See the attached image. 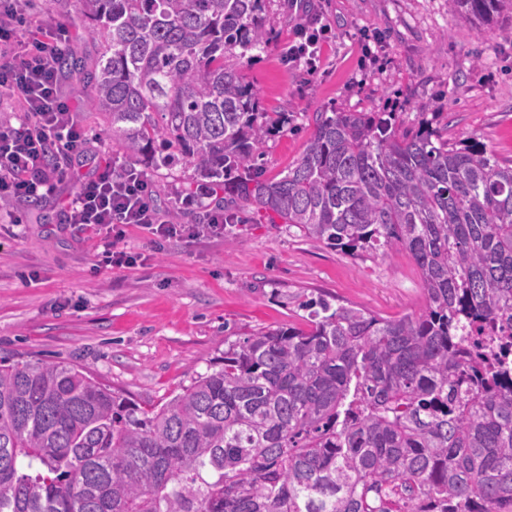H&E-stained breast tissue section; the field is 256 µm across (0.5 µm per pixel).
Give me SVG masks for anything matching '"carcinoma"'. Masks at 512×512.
<instances>
[{
    "label": "carcinoma",
    "mask_w": 512,
    "mask_h": 512,
    "mask_svg": "<svg viewBox=\"0 0 512 512\" xmlns=\"http://www.w3.org/2000/svg\"><path fill=\"white\" fill-rule=\"evenodd\" d=\"M68 51L112 137L349 253L406 251L425 292L387 319L319 297L145 409L81 368L0 363V512H512V160L449 142L438 113L319 112L301 157L258 176L270 125L234 50L265 0H85ZM512 0H448L482 31Z\"/></svg>",
    "instance_id": "1"
}]
</instances>
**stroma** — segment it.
Segmentation results:
<instances>
[{"mask_svg": "<svg viewBox=\"0 0 512 512\" xmlns=\"http://www.w3.org/2000/svg\"><path fill=\"white\" fill-rule=\"evenodd\" d=\"M41 26L83 30L78 0H34ZM264 50L245 52L240 73L260 111L288 121L259 146L264 178L283 176L303 153L312 117L332 109L394 112L417 128L436 112L449 136L476 135L498 159H512V14L477 32L450 15L448 0H265ZM329 29L316 73L283 61L296 26ZM379 35L377 58L363 60V33ZM78 108L89 159H130L89 111L79 77L63 79ZM161 219L204 224L223 196L202 197L191 169H148ZM0 209V357L78 365L142 407L164 403L197 374L220 368L225 340L302 321L303 301L324 297L384 318L419 313L422 282L405 251L349 254L307 237L274 214L255 212L225 225L223 236H177L153 246L131 225L120 241L141 255L131 267L97 268L102 242L65 223L60 198ZM21 223H13L12 213Z\"/></svg>", "mask_w": 512, "mask_h": 512, "instance_id": "obj_1", "label": "stroma"}]
</instances>
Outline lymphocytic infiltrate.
I'll return each mask as SVG.
<instances>
[{
    "label": "lymphocytic infiltrate",
    "mask_w": 512,
    "mask_h": 512,
    "mask_svg": "<svg viewBox=\"0 0 512 512\" xmlns=\"http://www.w3.org/2000/svg\"><path fill=\"white\" fill-rule=\"evenodd\" d=\"M31 21V0H0V95H18L22 117L15 126H0V202L24 203L54 196L68 177L59 165L49 166L52 155L85 153L86 135L73 117L75 107L60 91L58 62L69 46V31L59 23L26 34ZM326 27L298 25L288 47V61L315 73L326 39ZM65 221L90 229L104 239L100 267L136 264L137 256L119 250L125 227L146 229L155 243L182 234L181 225L159 218L148 176L133 166L107 165L78 177L75 193L64 205ZM224 228L223 212L209 223L190 228L193 236Z\"/></svg>",
    "instance_id": "lymphocytic-infiltrate-1"
}]
</instances>
